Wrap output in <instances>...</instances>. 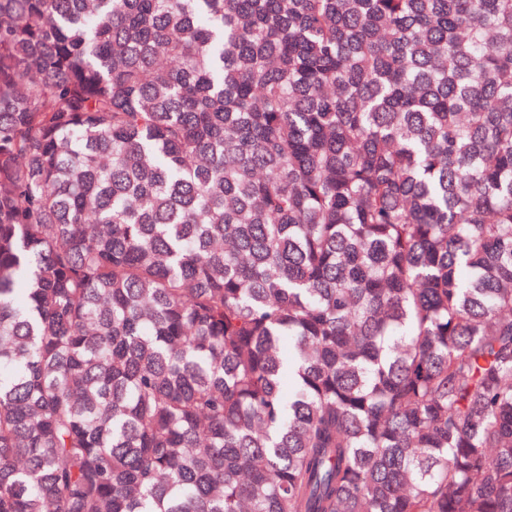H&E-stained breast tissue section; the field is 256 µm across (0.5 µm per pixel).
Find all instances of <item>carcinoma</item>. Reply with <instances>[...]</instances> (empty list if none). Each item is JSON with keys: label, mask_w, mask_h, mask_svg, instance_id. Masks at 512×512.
I'll return each instance as SVG.
<instances>
[{"label": "carcinoma", "mask_w": 512, "mask_h": 512, "mask_svg": "<svg viewBox=\"0 0 512 512\" xmlns=\"http://www.w3.org/2000/svg\"><path fill=\"white\" fill-rule=\"evenodd\" d=\"M0 512H512V0H0Z\"/></svg>", "instance_id": "carcinoma-1"}]
</instances>
